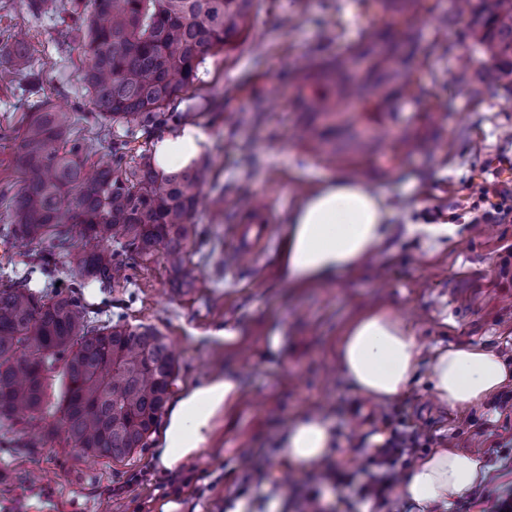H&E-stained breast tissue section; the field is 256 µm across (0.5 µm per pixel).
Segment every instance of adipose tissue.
Returning a JSON list of instances; mask_svg holds the SVG:
<instances>
[{"instance_id":"adipose-tissue-1","label":"adipose tissue","mask_w":512,"mask_h":512,"mask_svg":"<svg viewBox=\"0 0 512 512\" xmlns=\"http://www.w3.org/2000/svg\"><path fill=\"white\" fill-rule=\"evenodd\" d=\"M202 128L188 123L155 140L160 170L184 168L205 150ZM392 216L385 198L361 180L328 177L303 198L289 217L279 256L280 273L291 284L335 280L362 267L382 245ZM344 377L360 394L376 401L405 395L418 375L421 349L409 327L385 310L363 313L351 322L336 350ZM429 379L437 397L454 408L480 404L512 380V368L495 351L481 345L451 344L436 349ZM240 397L239 384L226 376L184 392L168 409L159 428L156 462L171 469L196 456L215 421ZM333 432L322 417L299 416L282 446L298 467H311L332 452ZM485 475L483 461L461 449L436 450L415 462L401 488L420 512H434L469 493Z\"/></svg>"}]
</instances>
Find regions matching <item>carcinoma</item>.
<instances>
[{
  "mask_svg": "<svg viewBox=\"0 0 512 512\" xmlns=\"http://www.w3.org/2000/svg\"><path fill=\"white\" fill-rule=\"evenodd\" d=\"M388 18L334 57L312 48L297 63V108L304 114L306 147L315 157L359 166L379 154L393 162L421 143L409 105L432 118L430 89L416 76L430 55L448 44L425 39L412 25L418 0H374ZM258 0H85V64L79 81L91 115L117 124L112 162L89 175L83 146L70 139L76 115L43 102L23 128L15 164L21 174L0 240L40 245L27 253L52 279L69 269L74 290L50 296L35 290L17 268L0 279V421L27 435L28 448L52 438L87 457L121 460L145 448L178 374L166 336L122 320H91L83 288L112 287L138 262L162 251L174 281L190 285L189 247L207 231L195 222L210 163L202 159L166 173L143 148L130 144L177 124L185 99L209 55L231 51L248 38ZM469 20L475 44L487 55L477 73L455 59L457 84L479 100L485 90L512 96V0H452L441 28ZM8 61L38 92L27 41L14 38ZM81 227L75 248L69 225Z\"/></svg>",
  "mask_w": 512,
  "mask_h": 512,
  "instance_id": "carcinoma-1",
  "label": "carcinoma"
}]
</instances>
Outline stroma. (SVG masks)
I'll list each match as a JSON object with an SVG mask.
<instances>
[{"mask_svg":"<svg viewBox=\"0 0 512 512\" xmlns=\"http://www.w3.org/2000/svg\"><path fill=\"white\" fill-rule=\"evenodd\" d=\"M449 7V0H420L410 19L426 38L451 48L419 72L438 104V125L428 131L437 147L395 166L380 155L359 170L393 210L388 235L365 266L332 282L293 286L279 271L289 212L341 172L306 151L288 74L310 47L323 45L333 55L356 41L375 11L360 0H260L249 37L235 51L208 57L194 99L178 106L203 129L213 161L196 217L208 238L191 249L197 281L173 288L159 253L139 262L129 279L105 290L89 285L84 295L98 319L121 317L167 336L179 361L173 395L230 374L240 400L228 418L217 419L204 450L169 471L157 467L151 447L120 461L89 459L55 442L0 447V512H137L141 505L147 512H314L309 497L317 488L334 512L348 489L318 485L314 469L294 467L281 446L287 427L310 412L329 421L338 440L324 467L344 466L356 482L374 470L377 448L401 419L428 441L400 458L399 473L453 445L477 454L488 476L512 492V416L495 410L493 400L470 408L441 404L423 368L403 397L377 402L356 394L336 366L346 325L374 308L404 321L426 357L451 343L512 350V280L501 274L503 258L512 255V223L476 224L457 210L477 199L492 172L512 180V139L503 135L512 129V100L488 95L472 107L467 92L450 85L455 57L474 55L475 47L465 23L438 30L437 18ZM71 23L70 0H56L38 18L23 0H0V131L11 135L0 139V190L20 186L13 155L36 99L84 110L82 34ZM18 31L27 33L41 72L35 97L6 56ZM255 90L264 111L251 109ZM71 137L89 147L86 168L110 159V130L80 118ZM246 196L265 201L272 226L269 243L250 260L238 257L234 238L247 218L237 205ZM227 325L239 332L230 345L217 338ZM159 478L181 482L180 492L162 495Z\"/></svg>","mask_w":512,"mask_h":512,"instance_id":"stroma-1","label":"stroma"}]
</instances>
